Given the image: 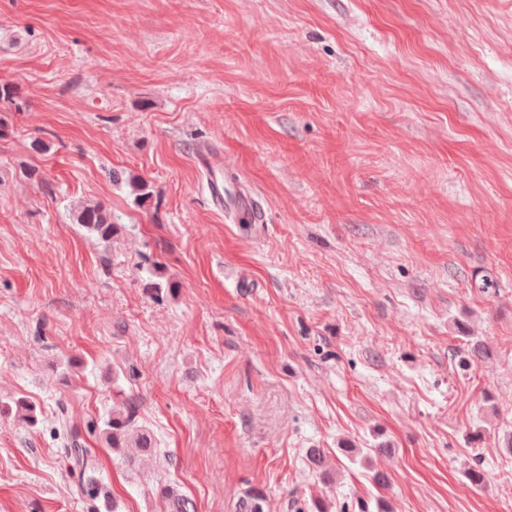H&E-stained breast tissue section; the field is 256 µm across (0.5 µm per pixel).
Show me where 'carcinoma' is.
<instances>
[{
    "label": "carcinoma",
    "mask_w": 512,
    "mask_h": 512,
    "mask_svg": "<svg viewBox=\"0 0 512 512\" xmlns=\"http://www.w3.org/2000/svg\"><path fill=\"white\" fill-rule=\"evenodd\" d=\"M78 221L97 241L106 243L117 231L109 213L100 205H89L83 208ZM16 407L18 421L33 426L37 423L35 406L24 396L12 399ZM10 404V405H12ZM10 405L0 401V414L10 410ZM90 431H99L112 451L127 461H134L144 455L156 454L154 438L149 431L137 425L136 414L132 406H127L124 414L112 415L102 424L89 426ZM57 432L66 440L65 459L68 463L69 475L74 479L78 495L84 499L88 512H117L116 501L111 499L101 479L96 477L97 462L72 423L67 410L60 409L57 417ZM340 452L352 463L365 462L375 454L383 452L381 448L343 447ZM308 464L323 477H328L324 470V453L320 448H308L305 452ZM165 503V512H196L193 500L171 486H163L158 492ZM238 512H267V495L260 489H249L240 500Z\"/></svg>",
    "instance_id": "1"
}]
</instances>
